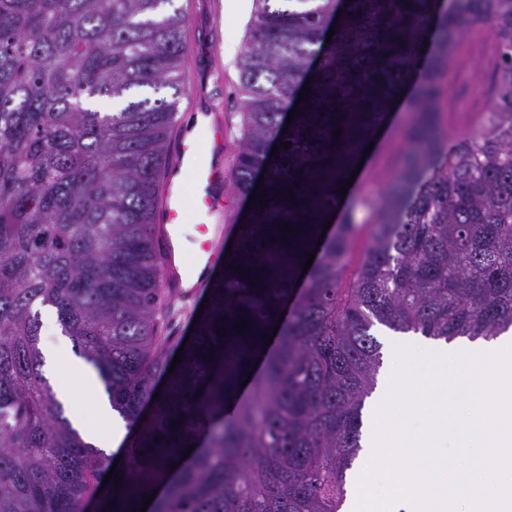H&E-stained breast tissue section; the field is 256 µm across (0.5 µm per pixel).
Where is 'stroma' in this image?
<instances>
[{
  "instance_id": "35a3bbf8",
  "label": "stroma",
  "mask_w": 512,
  "mask_h": 512,
  "mask_svg": "<svg viewBox=\"0 0 512 512\" xmlns=\"http://www.w3.org/2000/svg\"><path fill=\"white\" fill-rule=\"evenodd\" d=\"M235 0H174L175 8L186 17L183 71L191 73L197 96H182L178 112L182 124H189L197 101L214 100L224 106L226 156H233L242 136L243 97L240 92L239 59L248 37L238 29L234 19ZM459 51L468 52L465 66L449 69L443 83L445 98L455 103L454 111L444 120L453 139L464 140L483 123L489 105L474 80L476 71L487 67L486 50L479 45L461 42ZM410 104L393 113L383 138L378 142L361 182L351 195L359 197L388 187L398 171L407 149L404 138Z\"/></svg>"
}]
</instances>
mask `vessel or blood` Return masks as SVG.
<instances>
[{"instance_id": "1", "label": "vessel or blood", "mask_w": 512, "mask_h": 512, "mask_svg": "<svg viewBox=\"0 0 512 512\" xmlns=\"http://www.w3.org/2000/svg\"><path fill=\"white\" fill-rule=\"evenodd\" d=\"M196 114L213 132V154L223 155L224 121L216 105L211 103L199 108ZM195 152V144L180 143L156 213V221L162 226L156 239L163 268L162 284L169 294L185 299L215 287L212 268L224 256V168L218 164L208 168L196 167ZM190 201L209 218L208 223L200 227L204 240L199 246L197 261L202 269L193 278L187 275L178 233L186 204Z\"/></svg>"}]
</instances>
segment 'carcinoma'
<instances>
[{
  "label": "carcinoma",
  "instance_id": "carcinoma-1",
  "mask_svg": "<svg viewBox=\"0 0 512 512\" xmlns=\"http://www.w3.org/2000/svg\"><path fill=\"white\" fill-rule=\"evenodd\" d=\"M172 2L0 0V512L109 498L108 512H140L158 486L148 512H341L381 366L374 324L445 341L512 327V0H257L230 181L268 207L237 225L189 341L160 335L177 310L153 224L186 94ZM478 25L497 41L494 97L452 144L439 81ZM408 88L399 190L338 207L348 165ZM361 224L371 241L347 279ZM46 307L137 426L103 491L112 458L71 427L41 371ZM272 336L251 395L236 398Z\"/></svg>",
  "mask_w": 512,
  "mask_h": 512
}]
</instances>
